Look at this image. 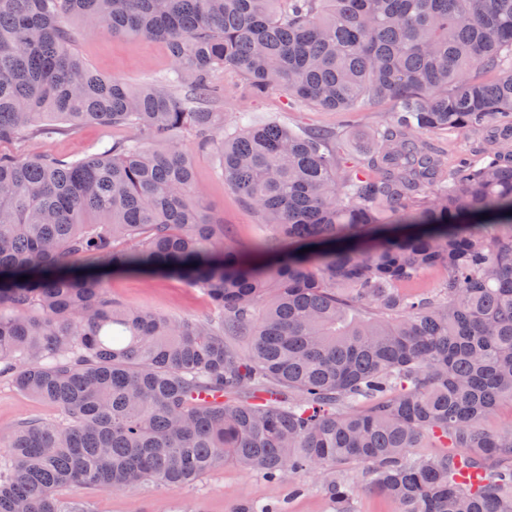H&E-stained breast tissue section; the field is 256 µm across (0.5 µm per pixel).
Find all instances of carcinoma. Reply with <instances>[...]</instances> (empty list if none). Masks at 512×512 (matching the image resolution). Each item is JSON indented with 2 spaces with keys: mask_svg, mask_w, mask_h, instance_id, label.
Returning a JSON list of instances; mask_svg holds the SVG:
<instances>
[{
  "mask_svg": "<svg viewBox=\"0 0 512 512\" xmlns=\"http://www.w3.org/2000/svg\"><path fill=\"white\" fill-rule=\"evenodd\" d=\"M73 20L166 42L174 76H101ZM220 69L256 99L391 112L362 154L338 127L226 125L204 106ZM83 123L131 135L0 154V377L64 417L9 434L0 512L225 463L317 472L355 512L352 462L400 512H512V427L482 426L512 400V0H0V142ZM457 130L473 148L450 165L435 133ZM188 140L272 230L257 256L224 243ZM110 266L187 280L213 314L127 309L74 274ZM423 438L453 452L410 456Z\"/></svg>",
  "mask_w": 512,
  "mask_h": 512,
  "instance_id": "cac0c4a2",
  "label": "carcinoma"
}]
</instances>
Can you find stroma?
<instances>
[{
  "mask_svg": "<svg viewBox=\"0 0 512 512\" xmlns=\"http://www.w3.org/2000/svg\"><path fill=\"white\" fill-rule=\"evenodd\" d=\"M76 49L97 73L133 86L161 80L173 69L165 44L154 38L116 37L103 29H88L80 32ZM214 108L230 117L241 112L280 113L293 128L337 127L346 123L351 133L363 135L370 134L389 110L388 105L372 103L345 116L292 104L281 91L254 100L233 82L225 85L224 97ZM126 134V129L119 127L84 124L66 128L46 140L1 143L0 152L72 160L97 152L104 144ZM192 157L208 209L224 225L225 241L239 252L254 251L259 240L271 237L270 228L225 183L220 160L214 153L196 150ZM107 291L121 306L148 309L176 319L199 318L213 310L200 288L177 278L120 274L108 280ZM61 418L54 406L19 392L9 380L0 378V440L22 422ZM244 499L279 506L280 512H332L318 474L306 473L271 483L259 472L230 464L182 488L148 483L132 493L101 490L85 496L90 512H235Z\"/></svg>",
  "mask_w": 512,
  "mask_h": 512,
  "instance_id": "1",
  "label": "stroma"
}]
</instances>
